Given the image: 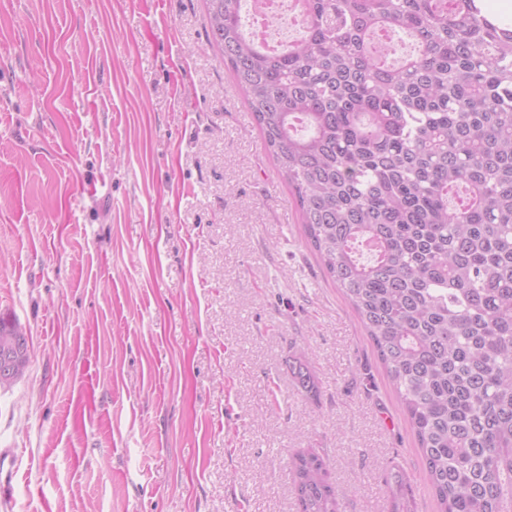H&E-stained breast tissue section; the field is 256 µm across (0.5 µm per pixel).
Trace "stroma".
I'll return each mask as SVG.
<instances>
[{
	"label": "stroma",
	"instance_id": "35a3bbf8",
	"mask_svg": "<svg viewBox=\"0 0 512 512\" xmlns=\"http://www.w3.org/2000/svg\"><path fill=\"white\" fill-rule=\"evenodd\" d=\"M0 317L33 351L12 512H298L303 448L340 512H388L393 468L440 510L204 0H0Z\"/></svg>",
	"mask_w": 512,
	"mask_h": 512
}]
</instances>
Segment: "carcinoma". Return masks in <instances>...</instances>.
<instances>
[{"instance_id": "carcinoma-1", "label": "carcinoma", "mask_w": 512, "mask_h": 512, "mask_svg": "<svg viewBox=\"0 0 512 512\" xmlns=\"http://www.w3.org/2000/svg\"><path fill=\"white\" fill-rule=\"evenodd\" d=\"M242 0H206L220 49L372 341L442 512H512V29L476 0H299L276 55ZM414 48L395 62L401 35ZM28 347L20 324L4 338ZM293 375L307 394V365ZM299 512H339L325 458L292 457ZM391 512H413L401 470Z\"/></svg>"}]
</instances>
